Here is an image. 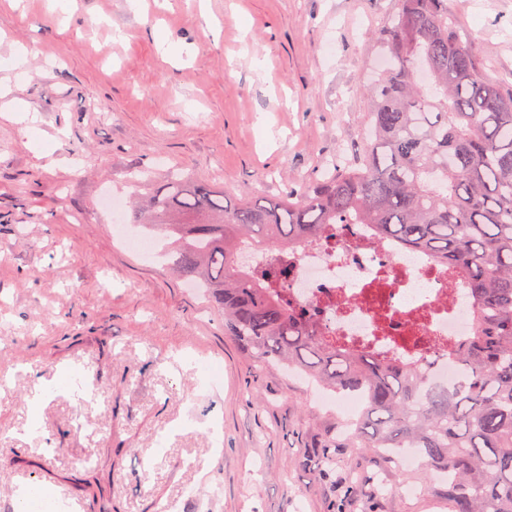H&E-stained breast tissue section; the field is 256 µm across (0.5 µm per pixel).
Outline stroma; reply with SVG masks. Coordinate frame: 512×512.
Instances as JSON below:
<instances>
[{
    "label": "stroma",
    "mask_w": 512,
    "mask_h": 512,
    "mask_svg": "<svg viewBox=\"0 0 512 512\" xmlns=\"http://www.w3.org/2000/svg\"><path fill=\"white\" fill-rule=\"evenodd\" d=\"M395 0H0V500L77 512H448L395 464L336 449L348 417L121 242L101 208L171 169L236 199L285 198L355 148L372 30ZM512 86V0H448ZM18 106L27 127L6 109ZM218 367L210 386L205 369ZM39 399L30 409L31 399Z\"/></svg>",
    "instance_id": "35a3bbf8"
}]
</instances>
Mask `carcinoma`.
Instances as JSON below:
<instances>
[{
    "label": "carcinoma",
    "mask_w": 512,
    "mask_h": 512,
    "mask_svg": "<svg viewBox=\"0 0 512 512\" xmlns=\"http://www.w3.org/2000/svg\"><path fill=\"white\" fill-rule=\"evenodd\" d=\"M373 37L389 68L367 88V130L352 159L271 202L246 190L231 203L178 173L155 184L140 170L149 210L130 222L174 239L171 269L224 312V329L258 365L284 360L363 398L346 447L390 460L412 448L452 512H512V91L480 74L448 0H397ZM337 224H371L463 280L475 335L452 351L465 369L452 388L336 345L280 277L236 271L237 243L292 260L296 244L332 236Z\"/></svg>",
    "instance_id": "carcinoma-1"
}]
</instances>
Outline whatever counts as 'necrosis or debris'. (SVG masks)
<instances>
[{
  "mask_svg": "<svg viewBox=\"0 0 512 512\" xmlns=\"http://www.w3.org/2000/svg\"><path fill=\"white\" fill-rule=\"evenodd\" d=\"M287 275L288 291L344 347L399 356L421 366L429 382L452 386L459 367L449 355L474 333L464 283L448 285V271L427 253L378 238L369 224L345 235L299 244ZM454 303H447V295Z\"/></svg>",
  "mask_w": 512,
  "mask_h": 512,
  "instance_id": "4bbe7bcc",
  "label": "necrosis or debris"
}]
</instances>
